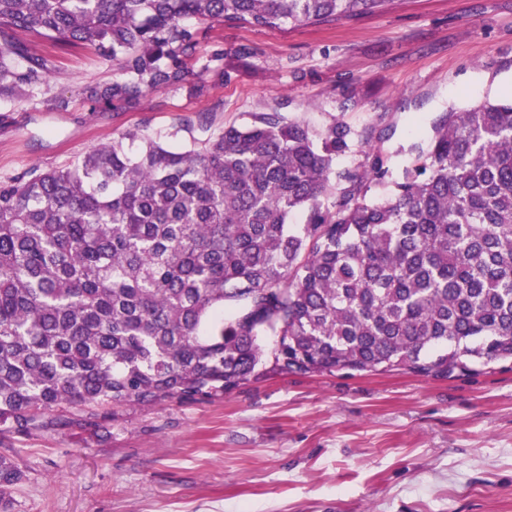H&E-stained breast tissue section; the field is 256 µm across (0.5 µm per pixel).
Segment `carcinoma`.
Instances as JSON below:
<instances>
[{"label": "carcinoma", "instance_id": "1", "mask_svg": "<svg viewBox=\"0 0 512 512\" xmlns=\"http://www.w3.org/2000/svg\"><path fill=\"white\" fill-rule=\"evenodd\" d=\"M394 0H0V97L61 51L116 65L93 105L183 85L213 23L304 26ZM120 139L0 182V433L42 415L217 397L267 370L450 377L512 361V102L443 112L394 192L336 169L375 130L274 109L189 148ZM304 223H288L297 213ZM23 470L0 453V512Z\"/></svg>", "mask_w": 512, "mask_h": 512}]
</instances>
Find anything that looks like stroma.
<instances>
[{"label": "stroma", "mask_w": 512, "mask_h": 512, "mask_svg": "<svg viewBox=\"0 0 512 512\" xmlns=\"http://www.w3.org/2000/svg\"><path fill=\"white\" fill-rule=\"evenodd\" d=\"M48 82L0 98V181L77 161L130 129L190 145L279 109L383 139L338 167L381 155L401 180L432 122L512 98V0H394L382 12L321 26L215 24L185 87L132 108H91L78 94L113 75L91 49L38 44ZM222 60L202 69L204 57ZM54 96L66 108L47 110ZM0 437L24 472L13 512H512V364L451 378L402 371L278 374L220 398L113 409L110 420Z\"/></svg>", "instance_id": "35a3bbf8"}]
</instances>
